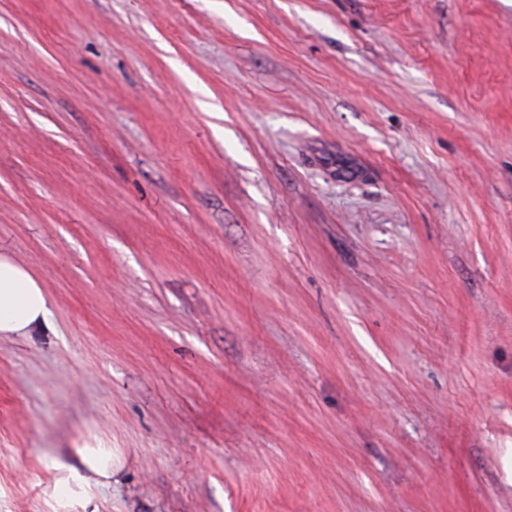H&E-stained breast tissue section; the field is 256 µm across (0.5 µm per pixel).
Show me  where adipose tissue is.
<instances>
[{
  "mask_svg": "<svg viewBox=\"0 0 512 512\" xmlns=\"http://www.w3.org/2000/svg\"><path fill=\"white\" fill-rule=\"evenodd\" d=\"M51 301L34 274L0 254V338H23L46 325ZM53 478L46 495L52 512H88L120 470L116 449L84 444L70 454L48 453Z\"/></svg>",
  "mask_w": 512,
  "mask_h": 512,
  "instance_id": "obj_1",
  "label": "adipose tissue"
}]
</instances>
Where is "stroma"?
<instances>
[{"label":"stroma","mask_w":512,"mask_h":512,"mask_svg":"<svg viewBox=\"0 0 512 512\" xmlns=\"http://www.w3.org/2000/svg\"><path fill=\"white\" fill-rule=\"evenodd\" d=\"M0 512H512V0H0ZM51 301L34 274L0 254V338H23L48 324ZM45 457L53 471L45 491L52 512H98L95 500L112 485L121 465L117 450L100 442L73 448L69 455L46 451Z\"/></svg>","instance_id":"35a3bbf8"}]
</instances>
